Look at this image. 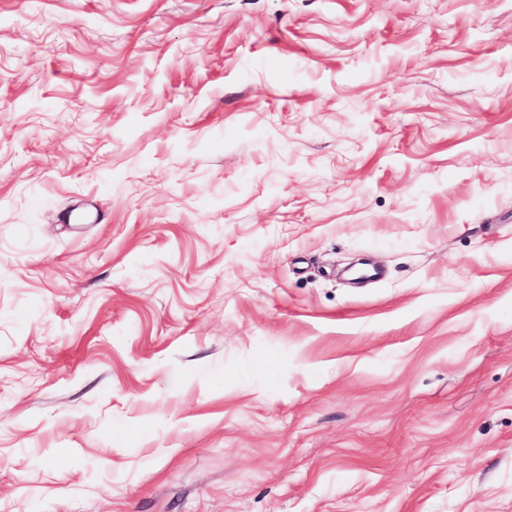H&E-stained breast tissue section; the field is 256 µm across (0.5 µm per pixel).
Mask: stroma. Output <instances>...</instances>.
Returning a JSON list of instances; mask_svg holds the SVG:
<instances>
[{
    "instance_id": "obj_1",
    "label": "stroma",
    "mask_w": 512,
    "mask_h": 512,
    "mask_svg": "<svg viewBox=\"0 0 512 512\" xmlns=\"http://www.w3.org/2000/svg\"><path fill=\"white\" fill-rule=\"evenodd\" d=\"M0 512H512V0H0Z\"/></svg>"
}]
</instances>
